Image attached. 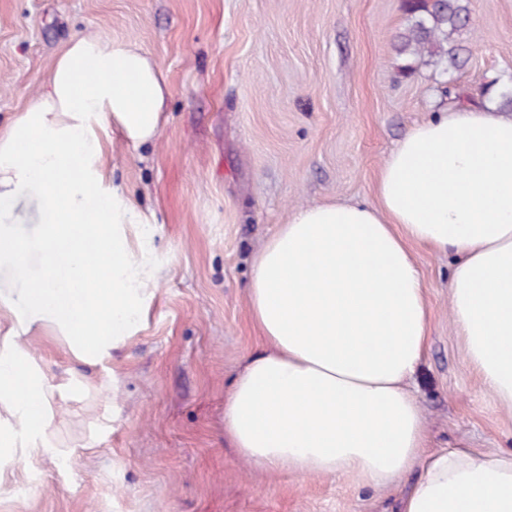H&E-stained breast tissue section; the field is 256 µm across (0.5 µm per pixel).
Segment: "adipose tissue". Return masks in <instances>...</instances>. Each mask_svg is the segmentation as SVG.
<instances>
[{
	"label": "adipose tissue",
	"mask_w": 512,
	"mask_h": 512,
	"mask_svg": "<svg viewBox=\"0 0 512 512\" xmlns=\"http://www.w3.org/2000/svg\"><path fill=\"white\" fill-rule=\"evenodd\" d=\"M165 77L142 49L100 34L73 39L45 90L0 129V476L55 452L51 383L25 345L50 326L79 359L111 358L147 313L153 277L127 229L147 223L106 178L99 130L131 145L162 126ZM30 187L42 224L20 239L15 190ZM376 205L299 208L253 259L250 313L265 341L224 405V433L269 473L333 477L386 489L421 476L402 512H512V453L428 451L409 389L430 313L413 246L455 256L452 322L464 358L512 410V115L447 104L418 124L380 169ZM94 236L86 256L82 243Z\"/></svg>",
	"instance_id": "obj_1"
}]
</instances>
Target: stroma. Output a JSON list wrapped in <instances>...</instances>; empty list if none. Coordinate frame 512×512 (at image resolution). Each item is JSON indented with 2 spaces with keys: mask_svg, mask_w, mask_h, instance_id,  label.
<instances>
[{
  "mask_svg": "<svg viewBox=\"0 0 512 512\" xmlns=\"http://www.w3.org/2000/svg\"><path fill=\"white\" fill-rule=\"evenodd\" d=\"M470 10L455 79L474 94L512 75V0ZM405 22L402 0H0L1 127L84 34L147 51L168 88L154 142L103 140L110 175L149 218L130 237L158 272L147 314L99 364L77 361L52 329L30 338L49 380L89 388L54 405L51 436L72 465L19 462L0 512H401L406 481L357 490L246 462L224 435V399L264 348L247 296L254 255L298 208L375 203L379 168L442 99L439 71L399 73ZM413 252L431 313L412 384L428 447L512 451V411L466 363L451 320L452 260ZM33 471L39 485L20 494Z\"/></svg>",
  "mask_w": 512,
  "mask_h": 512,
  "instance_id": "stroma-1",
  "label": "stroma"
}]
</instances>
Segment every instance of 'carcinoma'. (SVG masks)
Masks as SVG:
<instances>
[{
	"mask_svg": "<svg viewBox=\"0 0 512 512\" xmlns=\"http://www.w3.org/2000/svg\"><path fill=\"white\" fill-rule=\"evenodd\" d=\"M470 0H404L406 14L404 31L395 46L401 60L400 71L413 74L419 66H431L446 76L443 94L459 106L485 105L495 101L503 112H512V77H495L483 83L481 99L477 102L457 86L453 73L463 60L462 46L456 36L469 22Z\"/></svg>",
	"mask_w": 512,
	"mask_h": 512,
	"instance_id": "carcinoma-1",
	"label": "carcinoma"
}]
</instances>
